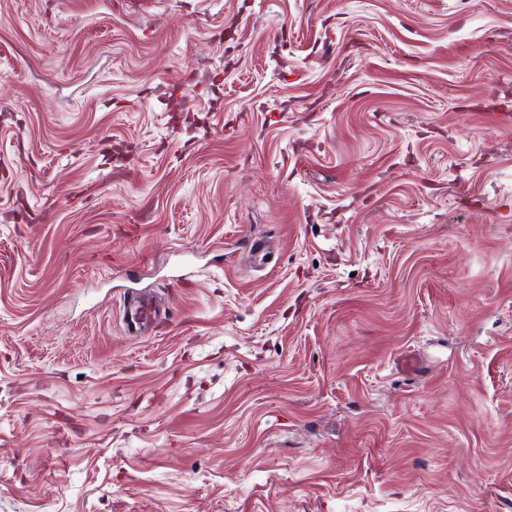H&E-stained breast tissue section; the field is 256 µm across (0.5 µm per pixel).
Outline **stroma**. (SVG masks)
<instances>
[{"label": "stroma", "instance_id": "stroma-1", "mask_svg": "<svg viewBox=\"0 0 512 512\" xmlns=\"http://www.w3.org/2000/svg\"><path fill=\"white\" fill-rule=\"evenodd\" d=\"M0 512H512V0H0ZM158 308L151 298L141 297L130 307V318L138 326L152 324L158 316Z\"/></svg>", "mask_w": 512, "mask_h": 512}]
</instances>
